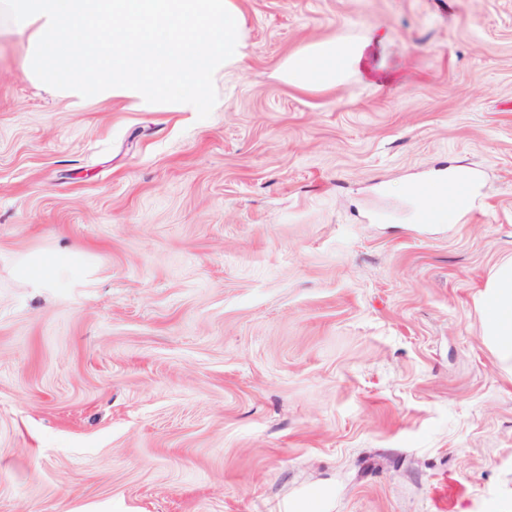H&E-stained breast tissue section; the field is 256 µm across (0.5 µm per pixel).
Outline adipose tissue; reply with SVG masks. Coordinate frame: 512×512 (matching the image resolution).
<instances>
[{
  "mask_svg": "<svg viewBox=\"0 0 512 512\" xmlns=\"http://www.w3.org/2000/svg\"><path fill=\"white\" fill-rule=\"evenodd\" d=\"M364 46L343 36L310 42L292 54L281 66V77L289 86L327 90L341 84L357 69ZM77 277L79 270L57 258L25 260L18 264L20 278L34 288L60 284V272ZM483 341L502 371L512 374V260L501 263L488 280L479 306Z\"/></svg>",
  "mask_w": 512,
  "mask_h": 512,
  "instance_id": "obj_1",
  "label": "adipose tissue"
}]
</instances>
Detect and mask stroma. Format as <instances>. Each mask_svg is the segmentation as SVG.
Wrapping results in <instances>:
<instances>
[{
  "mask_svg": "<svg viewBox=\"0 0 512 512\" xmlns=\"http://www.w3.org/2000/svg\"><path fill=\"white\" fill-rule=\"evenodd\" d=\"M206 119L28 79L0 20V512H512V0H238ZM344 33L341 86L281 62ZM481 175L479 213L408 189ZM85 257L36 291L12 261ZM479 313L483 342L500 369L512 374V260L501 263L487 281Z\"/></svg>",
  "mask_w": 512,
  "mask_h": 512,
  "instance_id": "35a3bbf8",
  "label": "stroma"
}]
</instances>
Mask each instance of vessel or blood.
Instances as JSON below:
<instances>
[{"label": "vessel or blood", "mask_w": 512, "mask_h": 512, "mask_svg": "<svg viewBox=\"0 0 512 512\" xmlns=\"http://www.w3.org/2000/svg\"><path fill=\"white\" fill-rule=\"evenodd\" d=\"M478 182L479 178L475 175L456 179L441 172L433 176L431 183L412 185V197L423 201L415 212L417 219L421 223L432 224L440 218L475 209Z\"/></svg>", "instance_id": "b4317fda"}]
</instances>
